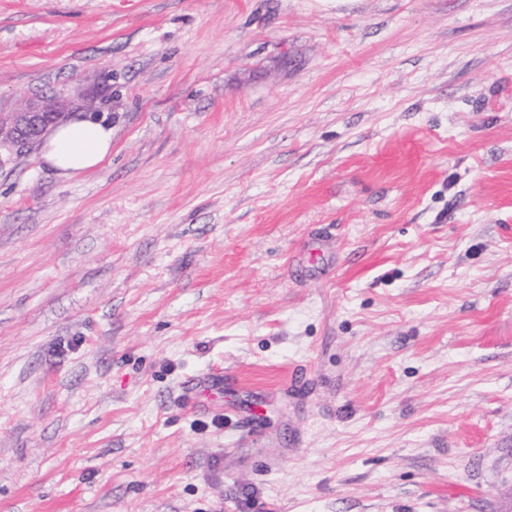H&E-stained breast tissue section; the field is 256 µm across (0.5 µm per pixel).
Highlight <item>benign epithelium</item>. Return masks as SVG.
I'll return each instance as SVG.
<instances>
[{"label":"benign epithelium","mask_w":512,"mask_h":512,"mask_svg":"<svg viewBox=\"0 0 512 512\" xmlns=\"http://www.w3.org/2000/svg\"><path fill=\"white\" fill-rule=\"evenodd\" d=\"M95 112L94 101L79 94L28 99L16 111L0 116V167L37 148L45 135L74 112Z\"/></svg>","instance_id":"benign-epithelium-1"}]
</instances>
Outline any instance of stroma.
<instances>
[{
  "label": "stroma",
  "mask_w": 512,
  "mask_h": 512,
  "mask_svg": "<svg viewBox=\"0 0 512 512\" xmlns=\"http://www.w3.org/2000/svg\"><path fill=\"white\" fill-rule=\"evenodd\" d=\"M0 512H512V0H0ZM79 111L98 109L92 99L70 94L28 99L15 112L0 116V167L37 148L55 127L43 145L44 161L65 178L95 169L112 153V126L104 118L81 115L60 124Z\"/></svg>",
  "instance_id": "1"
}]
</instances>
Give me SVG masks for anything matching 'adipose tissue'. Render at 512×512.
<instances>
[{
	"instance_id": "obj_1",
	"label": "adipose tissue",
	"mask_w": 512,
	"mask_h": 512,
	"mask_svg": "<svg viewBox=\"0 0 512 512\" xmlns=\"http://www.w3.org/2000/svg\"><path fill=\"white\" fill-rule=\"evenodd\" d=\"M111 152V125L102 118L78 115L49 133L42 157L58 175L72 178L92 171Z\"/></svg>"
}]
</instances>
